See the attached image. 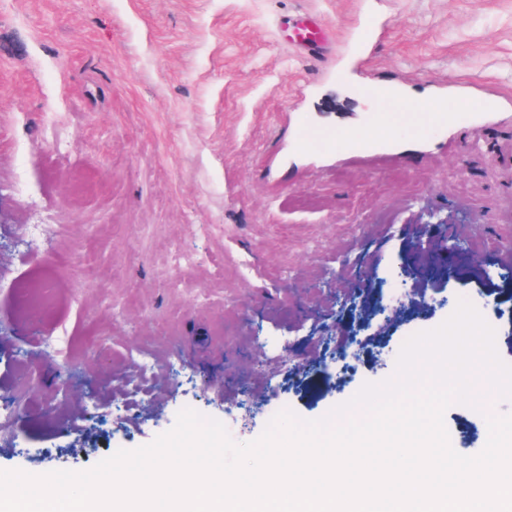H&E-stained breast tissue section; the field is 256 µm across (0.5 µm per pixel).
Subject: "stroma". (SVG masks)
<instances>
[{
    "mask_svg": "<svg viewBox=\"0 0 512 512\" xmlns=\"http://www.w3.org/2000/svg\"><path fill=\"white\" fill-rule=\"evenodd\" d=\"M402 102L468 119L411 131ZM461 298L512 364V0H0V470L91 468L183 402L254 414L248 442L321 418ZM316 373L339 386L313 400ZM490 413L512 399L446 410L456 451ZM291 32V42L302 50H314L323 40L321 27L309 18L295 21Z\"/></svg>",
    "mask_w": 512,
    "mask_h": 512,
    "instance_id": "35a3bbf8",
    "label": "stroma"
}]
</instances>
